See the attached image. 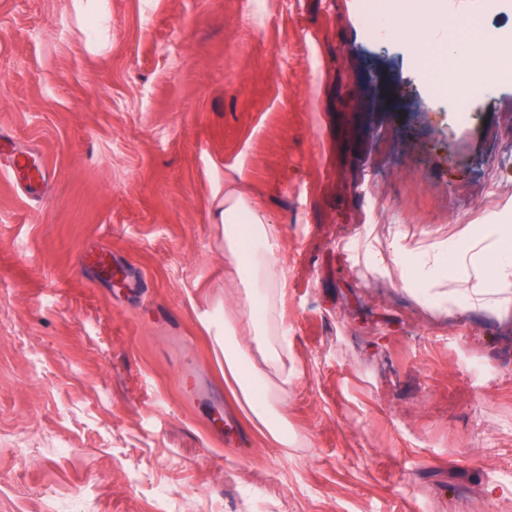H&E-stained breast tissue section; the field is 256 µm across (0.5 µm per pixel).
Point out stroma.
<instances>
[{
  "instance_id": "obj_1",
  "label": "stroma",
  "mask_w": 512,
  "mask_h": 512,
  "mask_svg": "<svg viewBox=\"0 0 512 512\" xmlns=\"http://www.w3.org/2000/svg\"><path fill=\"white\" fill-rule=\"evenodd\" d=\"M394 17L0 0V131L50 174L37 203L0 176V512H512V308L469 293L512 219V81L449 111ZM228 180L281 231L288 448L215 342ZM393 239L460 303L376 272Z\"/></svg>"
}]
</instances>
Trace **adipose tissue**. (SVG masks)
<instances>
[{"label":"adipose tissue","mask_w":512,"mask_h":512,"mask_svg":"<svg viewBox=\"0 0 512 512\" xmlns=\"http://www.w3.org/2000/svg\"><path fill=\"white\" fill-rule=\"evenodd\" d=\"M396 33L416 45L448 28L447 0H398ZM512 72V38L485 34L472 48L464 71H450L451 80L461 73ZM216 223L224 227V252L244 287L236 313H225L224 378L248 418L280 447H288V421L281 411V388L288 385L291 371L283 369L288 352V330L284 322L287 280L279 263V228L263 206L227 183L216 199ZM501 246L485 266L481 287L474 294L485 306H512V289L503 285V271L512 267V231L501 232ZM277 370L279 387H271L268 370Z\"/></svg>","instance_id":"ef3b65f1"}]
</instances>
